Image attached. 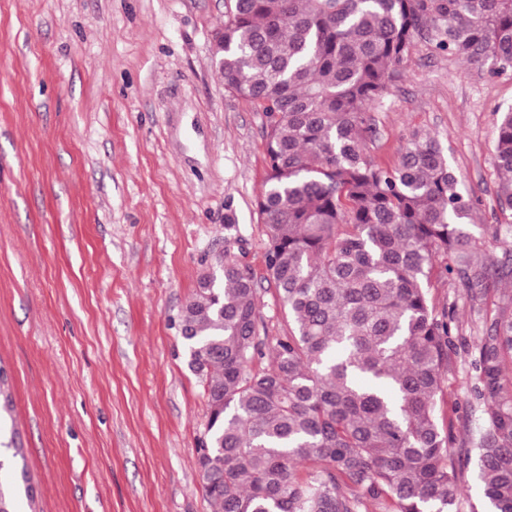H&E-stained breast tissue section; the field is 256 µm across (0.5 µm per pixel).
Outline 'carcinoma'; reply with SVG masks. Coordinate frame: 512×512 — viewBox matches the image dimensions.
<instances>
[{
	"instance_id": "obj_1",
	"label": "carcinoma",
	"mask_w": 512,
	"mask_h": 512,
	"mask_svg": "<svg viewBox=\"0 0 512 512\" xmlns=\"http://www.w3.org/2000/svg\"><path fill=\"white\" fill-rule=\"evenodd\" d=\"M219 34L224 89L265 117L256 208L288 330L260 334L239 225H224L181 314L209 411L196 469L213 512H461L459 443L494 512H512V296L485 301L512 252L488 264L469 229L476 202L435 137L413 132L393 167L369 154L371 112L417 43L512 70V0H226ZM495 160L512 211V109ZM441 256L476 322L462 358L454 308L429 294ZM458 361L482 404L478 433L460 439L458 406L437 407ZM20 493L34 498L24 464L0 512Z\"/></svg>"
}]
</instances>
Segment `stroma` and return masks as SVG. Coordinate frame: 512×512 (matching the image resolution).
<instances>
[{"label": "stroma", "mask_w": 512, "mask_h": 512, "mask_svg": "<svg viewBox=\"0 0 512 512\" xmlns=\"http://www.w3.org/2000/svg\"><path fill=\"white\" fill-rule=\"evenodd\" d=\"M224 0H0V368L35 501L14 512H212L196 470L208 420L180 314L239 224L266 333L264 117L214 61ZM512 70L418 43L373 112L369 152L397 164L435 135L475 223L497 204L496 128ZM475 336L456 281H432Z\"/></svg>", "instance_id": "stroma-1"}]
</instances>
